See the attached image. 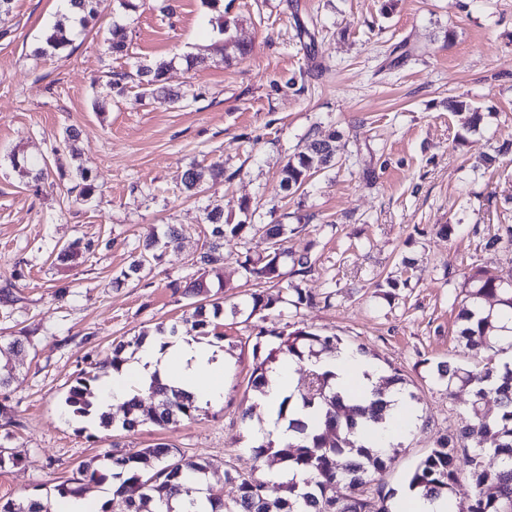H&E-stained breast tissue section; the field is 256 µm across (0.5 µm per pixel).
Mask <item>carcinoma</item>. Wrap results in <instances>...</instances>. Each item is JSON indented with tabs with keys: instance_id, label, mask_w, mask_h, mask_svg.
<instances>
[{
	"instance_id": "1",
	"label": "carcinoma",
	"mask_w": 512,
	"mask_h": 512,
	"mask_svg": "<svg viewBox=\"0 0 512 512\" xmlns=\"http://www.w3.org/2000/svg\"><path fill=\"white\" fill-rule=\"evenodd\" d=\"M71 16L67 22L59 21L43 36L39 52L59 55L70 47L78 34L84 32L98 15L100 0H69ZM216 48L224 54V61L244 56L251 45L228 35ZM125 28L115 24L108 42L109 52L125 55ZM169 63L158 61L140 63L134 71L122 73L114 84L118 92L120 84L129 80L141 88L142 96L156 99L159 95L171 102H178L183 95L165 91L164 76ZM344 145L340 136L315 137L306 146L288 157L281 169V185L289 193H296L320 171L332 168L342 161ZM14 166L38 179L47 172L44 159L26 155L13 157ZM224 176V166L216 161L205 167L186 170L181 182L184 190L192 195L201 192L206 180ZM77 190L75 202L91 203L101 191L98 174L84 166H77L72 173ZM203 222L210 226V239L196 259L202 274L195 280L181 285L171 284L174 292L195 298L191 330L195 335L227 340L219 331L218 318L222 307L210 295L209 276L217 274L224 259V243L255 234L262 229L279 243L266 254L253 258L245 256L242 267L248 278L259 284L280 285L284 277L283 267L290 263V274L304 276L312 267L308 254L294 255L285 246L288 234L295 228L287 224H230L224 221V212L216 207L206 208ZM182 230L168 225L158 233L152 232L143 245L138 260L130 271L121 272L124 278L137 272L146 260L161 263L164 252L180 245ZM82 255L80 241H74L58 250L55 261L71 265ZM466 297L458 314L460 322L458 341L463 352L474 362L458 359L440 361L433 370L435 382L444 386L448 394L456 387L470 390L471 400L466 409L464 423L455 431L441 437L426 455L419 459L408 473L407 489L421 494L428 500L448 499L456 503L457 512H512V364L502 358L512 353V284L502 283L496 276L482 268H473L466 277ZM282 302L279 294H267L261 290L250 293L245 308L253 316L261 311L275 310ZM146 335L133 336L114 345L110 367L118 369L134 358ZM343 343L335 334L323 335L307 327H295L290 331L258 327L252 352L255 363L249 378L251 390L262 393L267 375L280 358L307 367L306 388L299 394L298 402L304 408L318 407L322 417L312 431L299 420H290L289 428L302 434L296 441L279 445L272 440L252 446L254 458L262 461L272 457L281 464V485L286 496L270 499L266 494V482L253 476H234L224 473L225 480L237 485V496L224 500V492L207 482L208 465L199 458H190L167 442H157L126 456H104L110 462L114 495L122 497L126 512H158L164 508L173 512L172 502L199 490L204 491L210 505L209 512H390L387 501L390 494L377 492L372 496L368 486L378 473L395 460L397 452L380 447H367L356 443L358 427L366 421L383 420L390 408L387 393L403 391L405 379L398 370L380 377V384L372 392L366 406L351 404L336 392L331 384L333 375L318 367L321 358ZM104 370L94 367L81 372L70 386L64 399L68 412L77 418H87L96 413V388ZM494 394L498 404L495 416L484 412L483 404L488 394ZM150 395L155 399L147 407L138 400L128 404L121 421L115 423L112 415L102 414L100 424L115 426L124 432H134L139 427L152 424L165 427L180 419H194L207 412L193 396L175 391L154 381ZM493 456L498 460L494 469L486 467L483 459ZM100 469L97 459L80 464L77 476L60 481L55 486L61 498L83 494L85 485L101 483L109 477ZM466 479L471 493L459 501L458 487ZM349 488L346 495L336 494V486ZM0 512H50V504L36 495L22 501L8 500L0 503Z\"/></svg>"
}]
</instances>
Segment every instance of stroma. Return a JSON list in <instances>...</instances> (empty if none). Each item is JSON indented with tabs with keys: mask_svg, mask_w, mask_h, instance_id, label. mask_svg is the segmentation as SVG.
Wrapping results in <instances>:
<instances>
[{
	"mask_svg": "<svg viewBox=\"0 0 512 512\" xmlns=\"http://www.w3.org/2000/svg\"><path fill=\"white\" fill-rule=\"evenodd\" d=\"M167 3L163 14L145 0L129 16L103 0L90 31L55 57L34 50L61 18L56 0H13L0 19V289L15 298L0 308V336L30 339L10 354L12 380L0 391L17 422L0 428V448L21 458L0 469V498L50 494L80 462L161 439L207 461L209 482L234 498L225 472L260 473L251 434L262 414H241L255 401L250 335L262 322L341 336L345 346L366 347L377 368L405 375L421 419L378 478L405 492L411 467L465 418L469 392L447 394L430 369L458 351L466 273L480 267L512 281V247H484L512 225V151H500L512 144V0H224L220 17L202 0ZM223 18L252 44L249 55L228 62L215 50ZM116 22L127 28L123 57L107 49ZM189 55L205 65L187 69ZM156 60L173 63L167 88L193 91L197 101L151 103L134 86L115 94L110 73ZM454 97L479 108V128L449 111ZM70 128L75 158L64 147ZM334 132L346 165L285 196L288 156ZM15 152L46 158L48 178L26 182L12 166ZM215 161L223 179L187 196L183 172ZM80 164L103 184L88 206L70 194ZM209 205L234 224L296 225L287 246L311 256L302 286L316 305L249 316L254 285L241 263L268 244L251 235L225 244L217 296L234 346L224 353L222 404L165 429L79 425L63 407L77 374L109 362L113 342L190 312L170 284L199 275L192 258L210 232L202 222ZM168 224L183 230L180 249L120 281L149 229ZM442 224L451 236L439 235ZM76 240L90 251L75 265L55 264L54 251ZM388 278L401 285L386 299L377 285Z\"/></svg>",
	"mask_w": 512,
	"mask_h": 512,
	"instance_id": "stroma-1",
	"label": "stroma"
}]
</instances>
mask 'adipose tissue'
Segmentation results:
<instances>
[{"mask_svg": "<svg viewBox=\"0 0 512 512\" xmlns=\"http://www.w3.org/2000/svg\"><path fill=\"white\" fill-rule=\"evenodd\" d=\"M321 369L331 371L338 390L357 398L370 396L378 382L371 362L356 350L343 348L323 358ZM296 366L281 362L270 372L259 400L265 414L264 433L283 441L288 437L287 422L278 420L281 400L297 391ZM163 382L193 394L200 403L217 405L224 400V359L211 346L181 337L144 342L129 365L109 372L100 386V409L109 411L131 398L152 375ZM417 415L404 399H397L390 417L380 426L360 430L363 444L388 445L415 424Z\"/></svg>", "mask_w": 512, "mask_h": 512, "instance_id": "ef3b65f1", "label": "adipose tissue"}]
</instances>
